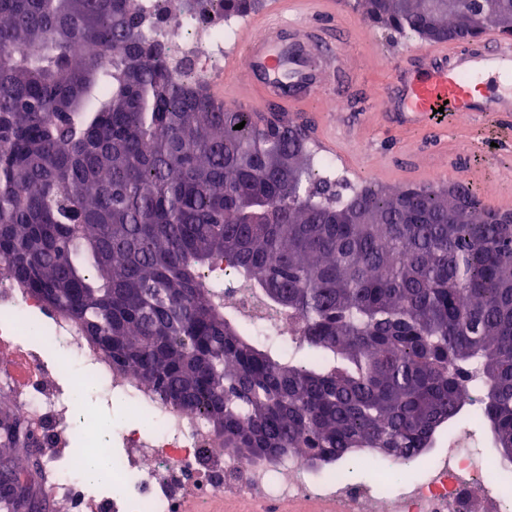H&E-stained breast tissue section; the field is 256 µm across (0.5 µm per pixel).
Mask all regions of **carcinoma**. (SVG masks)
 Masks as SVG:
<instances>
[{"instance_id": "1", "label": "carcinoma", "mask_w": 512, "mask_h": 512, "mask_svg": "<svg viewBox=\"0 0 512 512\" xmlns=\"http://www.w3.org/2000/svg\"><path fill=\"white\" fill-rule=\"evenodd\" d=\"M364 0L426 42L493 28L512 0ZM202 18L256 0H183ZM135 0H0V276L79 323L160 403L198 412L233 455L316 468L364 448L400 467L482 392L512 467V224L474 196L328 182L304 125L215 101L151 39ZM240 129H234L239 123ZM222 265L297 318L286 355L224 312ZM0 459L36 443L0 408Z\"/></svg>"}]
</instances>
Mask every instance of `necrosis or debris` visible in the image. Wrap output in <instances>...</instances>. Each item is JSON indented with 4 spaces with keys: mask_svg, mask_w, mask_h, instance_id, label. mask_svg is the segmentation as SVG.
<instances>
[{
    "mask_svg": "<svg viewBox=\"0 0 512 512\" xmlns=\"http://www.w3.org/2000/svg\"><path fill=\"white\" fill-rule=\"evenodd\" d=\"M146 13H160L150 36L177 57L190 58L192 72L207 89L224 83V47L234 26L204 22L181 9L163 12L161 0H138ZM224 301L256 336L276 330L288 352L299 336L295 320L274 319L262 300L231 272L223 273ZM91 369L105 402L128 406L126 423L113 430L103 449L112 458V482L119 496L78 478L79 465L67 449L96 443L91 426L75 429L76 383L70 364ZM0 396L24 420L44 447L43 471L54 498L68 512H181L187 499L204 503L215 496L274 512L312 502H332L336 512H512L504 495L507 468L492 466L474 450L467 431H450L427 458L421 479L390 482L377 469L371 482L348 478L343 466L310 470L298 460L272 467L225 453L223 443L189 409L163 407L133 377L113 372L100 350L79 327L57 316L38 297L0 278Z\"/></svg>",
    "mask_w": 512,
    "mask_h": 512,
    "instance_id": "4bbe7bcc",
    "label": "necrosis or debris"
}]
</instances>
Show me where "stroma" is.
I'll use <instances>...</instances> for the list:
<instances>
[{"mask_svg":"<svg viewBox=\"0 0 512 512\" xmlns=\"http://www.w3.org/2000/svg\"><path fill=\"white\" fill-rule=\"evenodd\" d=\"M343 20L347 42L336 57L334 74L324 81L322 93L310 102L306 116L315 119L328 99H342L345 107L336 114V136L354 158L349 173L362 181H374L380 169L419 156L427 163L446 164L452 175L474 173L470 189L485 202L511 191L507 179L512 176V144L498 142L483 119L462 117L459 128L446 139L427 129L405 133L380 125L375 110L395 76L392 62L417 54L420 43L368 27L360 12L348 4L343 7ZM477 139L486 142L484 153H467L465 143ZM13 454L24 465L25 484L42 502L44 512H62L45 488L42 449L17 448Z\"/></svg>","mask_w":512,"mask_h":512,"instance_id":"obj_1","label":"stroma"}]
</instances>
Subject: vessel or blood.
<instances>
[{"instance_id":"obj_1","label":"vessel or blood","mask_w":512,"mask_h":512,"mask_svg":"<svg viewBox=\"0 0 512 512\" xmlns=\"http://www.w3.org/2000/svg\"><path fill=\"white\" fill-rule=\"evenodd\" d=\"M338 19L336 0H269L264 12L249 16L238 32L241 54L228 56L227 70H243L244 90L260 94L290 115L322 91V74L334 63L336 51L303 23L309 12ZM292 59L294 73L283 79V59ZM396 83L380 105L379 116L393 118L397 128L419 130L447 126L464 115L492 123L500 138L512 140V42L495 29H487L475 42L437 43L420 51L418 58L396 61ZM335 113L322 116L316 127L318 143L326 152L341 149L335 134ZM381 177L407 175L421 181L432 178L430 166L420 161L381 169Z\"/></svg>"}]
</instances>
